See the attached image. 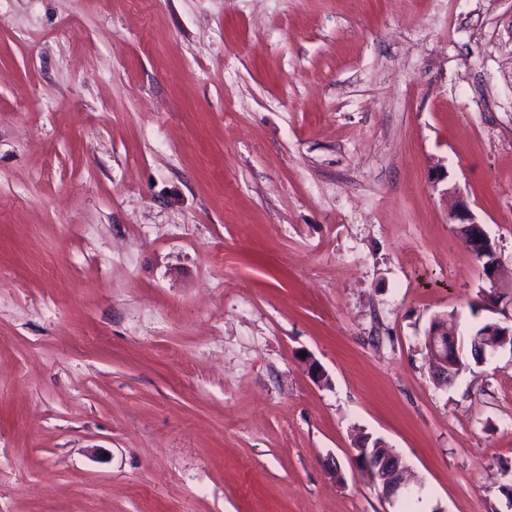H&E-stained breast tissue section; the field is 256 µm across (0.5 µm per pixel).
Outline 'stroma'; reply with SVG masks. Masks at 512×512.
Instances as JSON below:
<instances>
[{
  "instance_id": "stroma-1",
  "label": "stroma",
  "mask_w": 512,
  "mask_h": 512,
  "mask_svg": "<svg viewBox=\"0 0 512 512\" xmlns=\"http://www.w3.org/2000/svg\"><path fill=\"white\" fill-rule=\"evenodd\" d=\"M452 196L512 277V0H0V512H512ZM433 319L436 321L431 325L429 331V338L424 336V342L428 343V351L433 361V370L436 377L443 383H448L454 375L449 376V370L454 369L448 364V347L453 349L450 351L451 356L461 358L460 352L464 349V342H460L459 347V334L455 328H448V320L444 316H436ZM355 460L357 465L382 487L387 496L391 497L400 489L405 488L403 461L393 449L386 451L378 458L371 456L359 458L356 455Z\"/></svg>"
}]
</instances>
